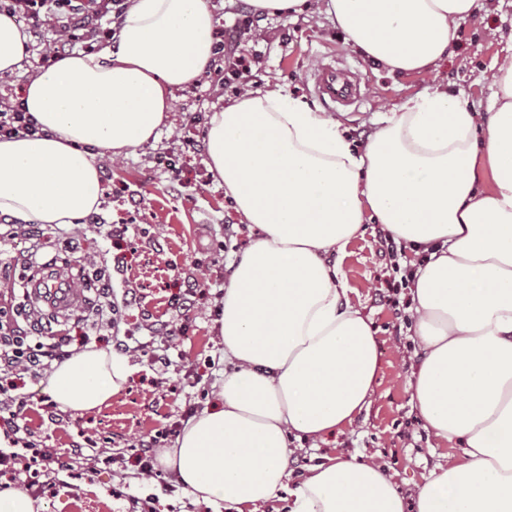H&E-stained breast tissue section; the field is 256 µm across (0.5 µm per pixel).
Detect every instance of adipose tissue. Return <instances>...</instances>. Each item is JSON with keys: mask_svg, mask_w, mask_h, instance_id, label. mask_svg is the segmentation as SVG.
I'll return each mask as SVG.
<instances>
[{"mask_svg": "<svg viewBox=\"0 0 512 512\" xmlns=\"http://www.w3.org/2000/svg\"><path fill=\"white\" fill-rule=\"evenodd\" d=\"M253 11L317 10L391 72H429L476 0H249ZM206 0H128L114 46L39 69L22 100L43 136L0 140V212L71 224L101 204L93 152L151 141L174 90L215 56ZM27 37L0 14V74ZM478 112L434 89L380 116L363 152L341 124L280 89L213 112L208 166L258 230L224 287L219 334L231 367L216 402L159 460L195 502L259 512H512V60ZM426 254L411 286L424 354L409 383L427 429L458 449L413 496L374 461L325 457L292 483L289 436L325 439L370 403L380 359L370 320L347 301L338 260L367 222ZM127 358L86 349L56 365L51 400L90 413L123 390Z\"/></svg>", "mask_w": 512, "mask_h": 512, "instance_id": "1", "label": "adipose tissue"}]
</instances>
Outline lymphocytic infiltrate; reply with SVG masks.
<instances>
[{"mask_svg":"<svg viewBox=\"0 0 512 512\" xmlns=\"http://www.w3.org/2000/svg\"><path fill=\"white\" fill-rule=\"evenodd\" d=\"M126 8V0H0V13L25 22L42 67L77 51L94 52L100 44L112 40L116 33L112 22L121 19ZM254 21V16L242 14L236 36L228 38L220 31L214 36L216 56L224 60L230 75L250 72L258 61L257 54L242 48L240 40ZM39 131L19 96L0 94V138ZM111 266L93 265L86 272L97 290V302L80 327L82 343H89L106 328L119 332L132 304V289L115 291ZM71 344V338L56 331L44 336L23 335L16 326L13 309L0 307V423L11 433L13 445L11 451L0 450V474H10L12 482L37 472L52 486L59 477L75 474L73 461L47 449L34 451L23 422L26 401L16 393L20 375H41L53 362L70 357Z\"/></svg>","mask_w":512,"mask_h":512,"instance_id":"1","label":"lymphocytic infiltrate"}]
</instances>
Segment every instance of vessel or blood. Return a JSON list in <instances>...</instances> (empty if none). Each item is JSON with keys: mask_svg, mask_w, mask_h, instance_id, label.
<instances>
[{"mask_svg": "<svg viewBox=\"0 0 512 512\" xmlns=\"http://www.w3.org/2000/svg\"><path fill=\"white\" fill-rule=\"evenodd\" d=\"M315 90L332 104L348 106L359 98V92L349 68L334 65L319 66L314 72ZM29 301L35 311L66 314L84 303L80 285L56 267L42 269L27 285Z\"/></svg>", "mask_w": 512, "mask_h": 512, "instance_id": "b4317fda", "label": "vessel or blood"}]
</instances>
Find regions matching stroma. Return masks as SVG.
<instances>
[{
  "label": "stroma",
  "instance_id": "1",
  "mask_svg": "<svg viewBox=\"0 0 512 512\" xmlns=\"http://www.w3.org/2000/svg\"><path fill=\"white\" fill-rule=\"evenodd\" d=\"M243 45L260 56L259 64L230 84L206 72L193 85L176 90L172 109L154 140L118 157L95 150L98 167L112 172V182L124 186L118 197L104 198L100 217L113 223L125 217L128 198L140 202L137 228L128 246V261L117 273L135 288L139 297L133 317L147 326L166 325L178 333L175 363L166 380H158L145 358L130 355L135 371L127 387L107 406L83 415L59 410L50 417L45 410L49 397L46 377L26 380L23 388L30 400L27 425L37 441L51 451L68 454L74 443L95 442L100 461L81 457L82 479L69 480L53 492L37 497L39 512H128L130 497L158 495L161 512H215L213 506L191 502L183 490L166 495L156 480L133 470L104 463L113 451L110 438L134 441L158 434L173 423H186L191 413L201 412L224 379V345L217 332L224 284L235 260L256 236L244 224L224 186L209 171L206 154L182 150L183 125L199 117V133H206L212 112L233 104L248 90L275 85L293 96L304 97L321 111L328 102L314 91L315 69L340 62L356 71L364 99L344 110L339 120L356 149H364L374 131L379 113L406 99L442 86L468 106L486 104L493 93L487 79L505 57L512 56V0H477L474 14L461 22L448 59L434 72L390 73L353 52L343 32L315 14L288 19L264 16L245 35ZM177 157L191 184L182 193L167 188L168 169L162 156ZM235 234L225 237V225ZM363 235L352 240L341 259L346 274L347 298L372 321L380 354V372L371 403L342 434L327 441L292 440L296 456L317 463L323 456L357 453L380 462L392 474L405 495L415 494L437 465L447 464L456 454L450 445L438 443L411 404L409 382L422 350L409 328L394 332L391 307L380 301L392 272L388 254L378 237V227L367 224ZM224 240L223 253H215L217 240ZM211 279L212 286L196 296V313L183 321L174 305L189 282Z\"/></svg>",
  "mask_w": 512,
  "mask_h": 512
}]
</instances>
